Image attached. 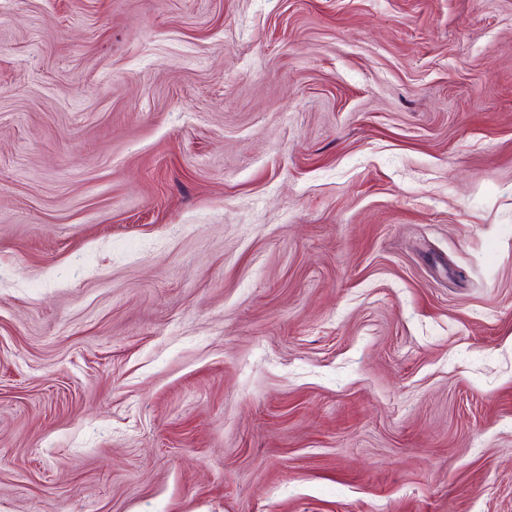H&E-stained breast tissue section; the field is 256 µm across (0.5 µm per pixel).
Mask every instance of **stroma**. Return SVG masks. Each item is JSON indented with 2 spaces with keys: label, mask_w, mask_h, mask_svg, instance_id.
<instances>
[{
  "label": "stroma",
  "mask_w": 512,
  "mask_h": 512,
  "mask_svg": "<svg viewBox=\"0 0 512 512\" xmlns=\"http://www.w3.org/2000/svg\"><path fill=\"white\" fill-rule=\"evenodd\" d=\"M0 512H512V0H0Z\"/></svg>",
  "instance_id": "stroma-1"
}]
</instances>
